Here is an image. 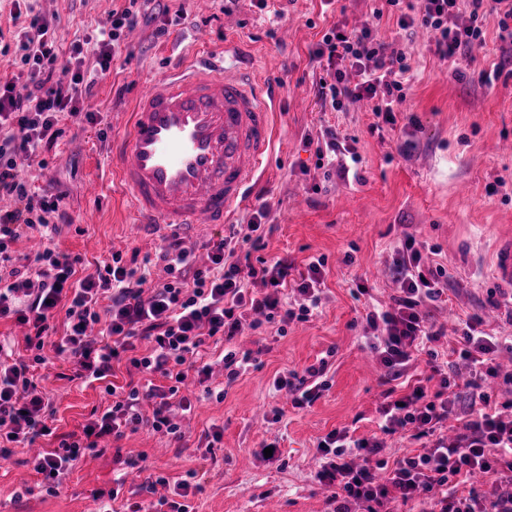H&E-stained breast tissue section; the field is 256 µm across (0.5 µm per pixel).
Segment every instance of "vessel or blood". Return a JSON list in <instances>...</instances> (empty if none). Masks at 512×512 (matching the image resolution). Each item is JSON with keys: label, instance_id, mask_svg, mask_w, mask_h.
<instances>
[{"label": "vessel or blood", "instance_id": "obj_1", "mask_svg": "<svg viewBox=\"0 0 512 512\" xmlns=\"http://www.w3.org/2000/svg\"><path fill=\"white\" fill-rule=\"evenodd\" d=\"M277 86L204 55L182 59L136 99L114 136L112 173L141 224H224L268 161ZM498 282L512 283V238L498 241Z\"/></svg>", "mask_w": 512, "mask_h": 512}]
</instances>
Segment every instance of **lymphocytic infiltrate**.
Returning a JSON list of instances; mask_svg holds the SVG:
<instances>
[{"instance_id":"f902f5d3","label":"lymphocytic infiltrate","mask_w":512,"mask_h":512,"mask_svg":"<svg viewBox=\"0 0 512 512\" xmlns=\"http://www.w3.org/2000/svg\"><path fill=\"white\" fill-rule=\"evenodd\" d=\"M422 2L420 13H400L397 24L405 31L434 32L433 53L442 61L474 62V52L485 40L481 21L487 14L497 15L500 61L478 73L482 86L493 87L504 67L512 65V0H469L465 8L460 0ZM168 14L165 8L142 11L139 0H127L113 10L99 42L101 72L110 70L125 29L142 21L153 25L155 37L166 36L162 19ZM382 17L376 8L361 28L334 24L310 52L323 71L320 98L335 111L349 100L371 102L377 130L395 124V108L404 98L402 79L411 70L405 52L380 38ZM27 20L19 38L28 82L21 86L13 78L0 80V195L17 202L13 210L0 211V319L12 317L29 328L26 356L0 343V454L53 438L54 447L38 455L34 470L54 494L63 476L82 455L97 450L101 438L119 437L144 424L157 433H176L171 407L193 409L190 398L181 395V386L192 379L206 383L212 373L211 363L198 358L206 341H231L252 312L264 314L270 324L307 320L320 303L325 262L320 257L310 260L305 275L298 277L293 263L284 258H236L230 240L222 238L213 243L211 265L205 269L194 267L178 241H166L159 258L170 278L157 285L124 265L118 251L82 275L80 255L47 246L34 255L33 271L22 270L15 244L34 231L60 233L67 216L63 194L32 191L18 175L19 163L53 148L63 117L95 119L94 114H82L80 107L92 89L82 71V45L72 47L66 64L72 74L71 92L61 96L52 85L59 59L54 28L38 14H28ZM351 71L357 82L348 80ZM393 252L398 295L389 308L368 304L360 315L380 331L369 347L389 382L399 379L418 354H427L433 365L431 380L418 382L381 407L382 429L395 433L417 425V439L430 440L432 446L389 461L376 439L354 440L347 431L330 432L318 445L327 461L316 475L330 491L327 504L331 512H351L354 501L362 503L365 512H396L397 504L427 493L433 512H512V420L493 412L491 397L483 389L487 378L498 375V353L512 352V338L484 332L477 315L466 321L460 336L448 337L427 309L444 293L446 270L423 268L412 236H404ZM257 277L271 286V293L257 298L245 291L244 280ZM285 287L301 296L299 305L281 300L278 291ZM58 312L65 315L66 330L53 339L49 320ZM141 341L148 344L143 355L136 352ZM48 345L68 360L71 379L102 384L112 397L110 406L91 411L87 423L67 434L50 427L51 401L35 373L47 362L43 351ZM119 362L131 376L141 375V382L116 385L113 376ZM326 368V361H319L303 372L277 377L275 387L292 394L295 407L311 406L327 388ZM463 368L471 374L466 397L455 390V377ZM452 415L459 421L456 437H439Z\"/></svg>"}]
</instances>
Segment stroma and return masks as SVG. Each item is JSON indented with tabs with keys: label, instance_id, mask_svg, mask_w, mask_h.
Returning <instances> with one entry per match:
<instances>
[{
	"label": "stroma",
	"instance_id": "obj_1",
	"mask_svg": "<svg viewBox=\"0 0 512 512\" xmlns=\"http://www.w3.org/2000/svg\"><path fill=\"white\" fill-rule=\"evenodd\" d=\"M30 3L53 21L62 50L83 42L85 66L92 70L98 30L124 0ZM383 5V0H336L329 6L322 0H268L261 11L250 0H171L175 17L166 37L155 38L152 27L142 23L125 31L110 72L93 88L97 123L63 119V135L44 153L43 164L22 169L33 188L66 194L63 208L71 224L55 237L58 249L91 265L119 251L150 280H167L155 252L168 229L134 222L129 197L107 165L108 145L118 132L112 114L130 110L177 60L203 50L223 53L225 41L232 40L257 78L281 87L273 151L230 223L192 226L179 239L197 266H207V242L228 236L232 226L247 225L259 204L267 203L262 256L288 258L301 271L311 258L325 257L321 303L308 321L245 329L231 347L256 352V363L230 384L222 365H214L211 385L223 389V400L202 394L192 412L172 409L184 439L145 427L125 432L103 453H85L54 496L38 489L33 470L46 441L0 457V512H98L99 492L112 489L130 460L144 461L151 473L172 481L195 471L198 489L186 499L194 512L272 507L327 512L328 493L315 478L322 464L315 448L329 432L345 428L376 438L395 458L420 449L409 436L380 429L384 370L365 343L373 328L355 322L362 308L353 295L357 286L368 288L372 303L390 307L399 288L391 272L392 248L404 235L414 236L425 264L439 263L448 271V290L431 307L437 323L452 333L477 313L486 333L512 336V321L500 306L512 298V288L492 276L494 243L512 235V74H502L489 90L476 78L456 79L451 63L433 56L432 32L407 33L387 14L381 34L404 49L411 64L396 124L372 133L374 116L362 100L340 112L322 108L320 70L310 60L311 49L337 21L362 26L371 10ZM412 114L419 127L407 126ZM328 125L355 141V156L338 158L351 173L348 179L317 169L314 151L306 146ZM406 140L413 146L400 152ZM91 182L100 185L97 195L86 193ZM322 358L328 362L329 388L311 407L296 408L290 395L275 390V377ZM67 372V363L56 358L42 370L62 433L79 430L92 409L112 402L102 388L69 381ZM214 424L223 426L224 434L210 449L202 434ZM269 445L276 446L278 460L265 456Z\"/></svg>",
	"mask_w": 512,
	"mask_h": 512
}]
</instances>
